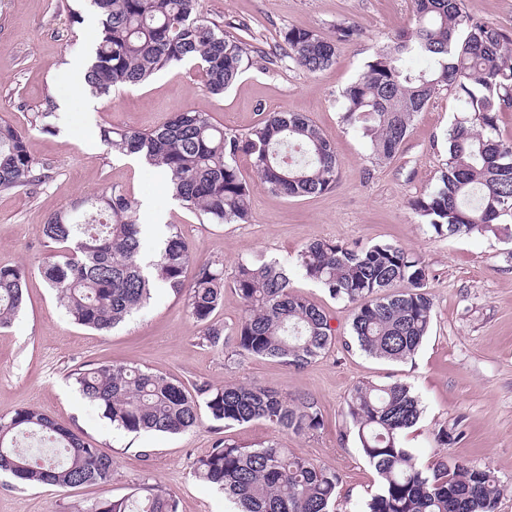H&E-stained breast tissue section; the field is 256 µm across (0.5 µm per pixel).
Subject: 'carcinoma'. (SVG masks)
<instances>
[{"label": "carcinoma", "instance_id": "carcinoma-1", "mask_svg": "<svg viewBox=\"0 0 512 512\" xmlns=\"http://www.w3.org/2000/svg\"><path fill=\"white\" fill-rule=\"evenodd\" d=\"M199 0H93L102 36L86 72L92 95L144 83L170 64L189 60L213 95L224 93L251 60V49L201 17ZM355 34L338 25L280 32V59L313 73L332 65ZM416 57L427 66L416 68ZM443 87L454 90L457 116L448 129V159L438 186L410 209L438 235H483L512 223V140L500 138L498 114L512 108V35L462 12L460 0H412L409 29L378 47L364 73L342 91L343 121L368 138L371 154L390 160L416 113ZM101 141L138 155L167 176L173 196L218 224L249 221L250 186L237 158H251L261 183L289 198L321 194L336 184L333 144L308 117L269 112L244 134L228 132L204 112H180L149 131L103 128ZM45 180L25 134L0 121V191ZM43 234L50 254L38 271L78 325L106 331L142 308L157 284L185 293L191 317L207 322L224 298V267L193 261L188 243L170 230L142 262V224L120 190L109 188L51 215ZM302 275L330 296L355 305L351 332L373 358L401 361L428 336L433 301L421 259L404 248L348 247L314 241L296 257ZM29 269L0 266V327L24 304ZM245 305L236 330L238 354L277 358L303 368L330 346L327 313L293 290L276 261H242L231 280ZM405 288L394 292L392 288ZM84 398L127 432L177 434L207 415L226 425L262 421L277 431L321 428L316 402L288 403L260 386L197 385L189 392L165 375L125 364L85 366L72 373ZM363 458L378 474L364 512H496L504 491L486 468L441 460L423 468L402 444L419 421V398L402 382L361 383L346 402ZM18 483L60 489L112 482V457L32 407L0 418V474ZM195 476L232 497L240 512H330L341 475L296 457L279 443L246 447L217 442L198 459ZM87 512H178L175 497L146 486L142 494L101 499Z\"/></svg>", "mask_w": 512, "mask_h": 512}]
</instances>
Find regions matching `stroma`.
I'll return each mask as SVG.
<instances>
[{
	"mask_svg": "<svg viewBox=\"0 0 512 512\" xmlns=\"http://www.w3.org/2000/svg\"><path fill=\"white\" fill-rule=\"evenodd\" d=\"M411 0H199L205 19L245 40L252 62L224 94L208 93L194 63L176 62L145 83L92 97L67 71L88 59L101 26L90 0H0V119L26 135L30 154L47 169L43 184L0 192V266L23 264L30 274L25 305L0 328V418L35 407L112 456L111 484L76 489L19 486L0 475V512H85L93 501L120 498L140 485L173 493L179 512H235V504L193 474L216 440L239 445L273 440L342 476L332 512H361L378 483L364 460L352 420L350 391L362 382L403 381L419 395L423 413L403 443L427 466L441 457L489 467L505 486L497 512H512V224L473 236L439 235L409 207L432 191L448 158L446 133L457 108L451 90H440L418 113L396 156L372 157L361 131L341 121V92L364 71L388 37L408 27ZM355 28L335 63L309 73L293 63H269L282 30L331 34ZM68 99L54 132L35 116L46 99ZM188 109L207 113L225 129L244 133L266 113L306 114L336 147L339 170L328 191L288 198L268 191L249 157L237 165L251 186V218L215 224L189 211L163 184L158 169L139 157L112 152L99 138L103 127L150 130ZM136 205L150 204L158 221L145 226L142 252L153 255L170 226L185 237L195 262L217 261L225 277L238 262L275 259L289 266L294 288L330 317L335 337L328 350L302 369L270 358L238 354L235 334L244 305L233 288L211 317L224 342L211 346L206 325L188 313L185 298L158 287L149 304L108 332L75 324L60 307L37 267L47 256L46 218L107 188ZM329 240L343 246L390 243L419 256L434 302L430 334L403 361L367 356L351 336L354 307L332 298L295 270L298 251ZM124 363L165 374L186 387L207 382L258 385L291 403L313 399L323 426L308 434L281 432L257 421L224 426L203 419L179 434L130 433L112 427L74 386L70 375L88 364ZM448 430V444L437 443Z\"/></svg>",
	"mask_w": 512,
	"mask_h": 512,
	"instance_id": "35a3bbf8",
	"label": "stroma"
}]
</instances>
